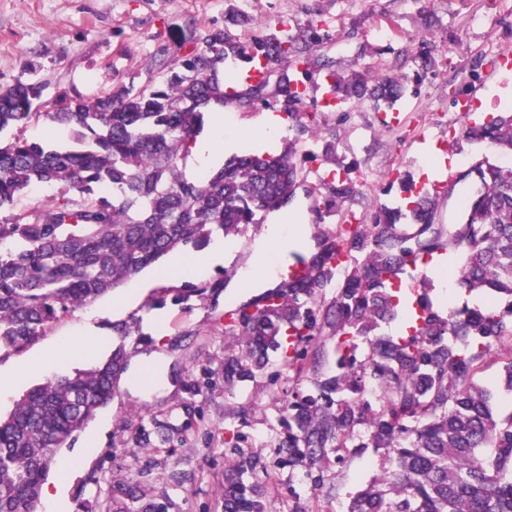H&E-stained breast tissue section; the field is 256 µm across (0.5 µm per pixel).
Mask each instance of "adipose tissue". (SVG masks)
Instances as JSON below:
<instances>
[{"mask_svg":"<svg viewBox=\"0 0 512 512\" xmlns=\"http://www.w3.org/2000/svg\"><path fill=\"white\" fill-rule=\"evenodd\" d=\"M207 131L197 137L189 148L187 175H203L224 152L238 149L243 142L256 145L266 144L280 130V121L274 116H263L260 124L253 129L241 132L224 124L223 109H215L206 115ZM307 227L288 219L287 212L274 214L267 228L255 245L248 265L241 269L229 286L228 296L235 299L240 295L259 294L267 289L276 288L280 280L272 268L280 251L287 249L289 243H309Z\"/></svg>","mask_w":512,"mask_h":512,"instance_id":"ef3b65f1","label":"adipose tissue"}]
</instances>
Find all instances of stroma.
Instances as JSON below:
<instances>
[{
    "mask_svg": "<svg viewBox=\"0 0 512 512\" xmlns=\"http://www.w3.org/2000/svg\"><path fill=\"white\" fill-rule=\"evenodd\" d=\"M225 8L224 0H0V87L39 80L45 98L64 92L91 99L115 80L144 83L142 64L158 44L176 47L194 21L223 25ZM245 9L271 28L319 19L327 38L313 56L346 72L400 76L405 88L388 116L369 103L324 106L322 76L313 75L304 107L316 113L325 140L335 142V161L323 160V140L288 122L273 147L297 151L302 184L294 200L306 205L311 236L339 224V214L319 215L316 204L344 173L360 185L353 211L401 206L408 187L427 179L426 150L461 174L481 152L463 139L469 121L512 112V71L497 69L512 53V0H247ZM425 51L434 59L428 67ZM464 98L472 101L467 115L458 110ZM264 230L252 224L230 235L232 252L205 275L163 260L161 269L142 271L0 360L1 370H17L66 341L96 346L91 359L46 374L28 371L0 398L3 417L48 376L88 368L125 348L128 366L112 402L57 452V467L78 466L67 491L70 512H223L224 465L235 446L271 466L276 512L310 500L296 471L277 466L276 451L288 395L314 393L311 375L289 372L273 353L252 379L224 380V359L237 344L224 335L235 309L224 294ZM120 325L128 335L117 333ZM386 463L368 452L329 468L327 478L349 491Z\"/></svg>",
    "mask_w": 512,
    "mask_h": 512,
    "instance_id": "obj_1",
    "label": "stroma"
}]
</instances>
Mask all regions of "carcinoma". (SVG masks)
I'll return each instance as SVG.
<instances>
[{"label":"carcinoma","instance_id":"obj_1","mask_svg":"<svg viewBox=\"0 0 512 512\" xmlns=\"http://www.w3.org/2000/svg\"><path fill=\"white\" fill-rule=\"evenodd\" d=\"M261 26L234 4L224 25L191 23L183 52L169 57L159 44L141 87L122 82L92 100L68 94L43 98L39 81L0 88V131L19 130L0 142V359L36 343L61 317L104 297L168 254L205 248L218 231L237 234L261 216L288 205L301 169L293 147L280 154L234 156L211 174L186 176L180 161L204 124L212 103H267L273 94L301 129L316 123L304 113L294 84L323 71L333 99L355 106L390 105L401 82L367 69L344 75L326 60L316 65L310 47L323 40L319 21L284 22L242 40L231 28ZM266 63L265 77L236 75L230 62ZM281 67L275 85L270 73ZM44 120L71 132L73 146L53 149L25 136ZM471 143L512 153V115L469 125ZM472 189L459 203L460 219L443 241L424 237L435 220V198L410 196L406 210L350 211L359 194L346 176L329 187L325 206L350 222L325 233L319 252L304 260L305 277L281 282L252 312L229 314L224 333L238 351L225 358L224 376L245 381L281 351L283 363L310 372L317 395L298 390L288 400L282 463L300 470L314 505L292 512H327L335 487L329 462L343 465L345 448L384 450L391 467L349 495L344 512H512V411L500 414L501 393L512 392V168L476 157ZM53 184L60 197L15 212L29 187ZM418 225L404 235L401 219ZM448 250L461 255L458 287L475 298L450 313L433 307L421 285L413 300L392 279L411 261ZM350 261L327 305L321 287L335 277L336 261ZM396 322L399 330L385 328ZM297 345L287 352L284 336ZM336 339V368L322 367L327 338ZM122 347L86 370L50 378L30 389L0 418V512H40L43 484L57 449L75 437L115 395ZM491 361L498 380L481 384ZM269 473L260 458L238 453L224 470V512H272Z\"/></svg>","mask_w":512,"mask_h":512}]
</instances>
